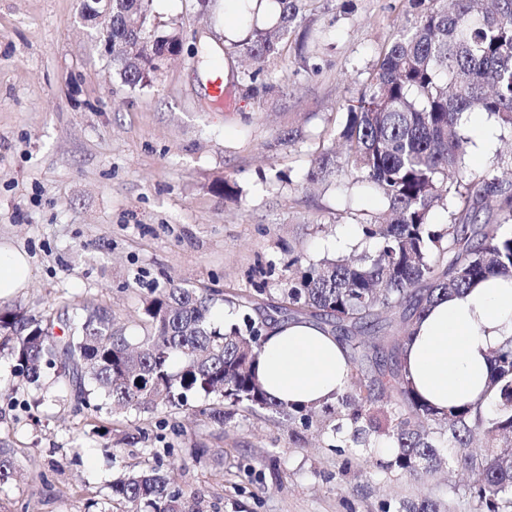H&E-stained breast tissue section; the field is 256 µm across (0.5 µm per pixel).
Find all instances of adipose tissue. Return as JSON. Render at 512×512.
<instances>
[{
	"label": "adipose tissue",
	"mask_w": 512,
	"mask_h": 512,
	"mask_svg": "<svg viewBox=\"0 0 512 512\" xmlns=\"http://www.w3.org/2000/svg\"><path fill=\"white\" fill-rule=\"evenodd\" d=\"M29 274L27 254L0 244V298L25 288ZM511 336L512 280L491 278L439 300L421 316L405 340L403 368L435 409L471 404L486 392L491 351ZM257 375L276 400L318 406L346 388L350 364L343 345L319 325L289 321L269 331Z\"/></svg>",
	"instance_id": "adipose-tissue-1"
}]
</instances>
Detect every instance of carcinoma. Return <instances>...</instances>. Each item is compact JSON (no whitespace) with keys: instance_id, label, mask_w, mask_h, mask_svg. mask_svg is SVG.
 <instances>
[{"instance_id":"carcinoma-1","label":"carcinoma","mask_w":512,"mask_h":512,"mask_svg":"<svg viewBox=\"0 0 512 512\" xmlns=\"http://www.w3.org/2000/svg\"><path fill=\"white\" fill-rule=\"evenodd\" d=\"M150 0H114L112 62L131 86L157 79L159 66L145 44L140 19ZM271 28L253 27L251 38L233 47L263 71L281 54L303 19L308 0H276ZM411 25L382 50L369 83L347 102L336 128L342 152L318 150L306 180L340 174L347 185L378 192L386 210L361 225L373 251L316 262L303 254L288 263L292 277L280 308L314 319L350 343L351 362H368L354 393L325 403L363 421L362 432L386 438L393 454L381 467L402 475L430 474L441 465L438 437L452 448V462L470 472L466 487L474 512H512V337L491 353L489 403L478 401L440 412L420 400L399 364L403 341L434 302L491 276H512V179L491 170L474 175L465 165L472 138L464 115L482 112L512 129V0H405ZM448 223L435 226L437 209ZM216 298L173 286L143 301L144 334L137 340L112 314L85 306L67 319L62 335L50 319L0 306V354L15 373L34 384L48 370L72 382L77 409L92 414L99 399L120 409L154 411L184 404L190 395L216 396L232 405L265 410L288 421L313 423L315 408H290L267 396L256 363L272 320L254 294ZM222 301L240 320L211 321ZM10 449L0 448V485L14 480ZM127 512H183L184 493L170 473L147 467L112 487ZM396 512H443L430 496L400 503Z\"/></svg>"}]
</instances>
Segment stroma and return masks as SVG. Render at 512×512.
<instances>
[{"label": "stroma", "mask_w": 512, "mask_h": 512, "mask_svg": "<svg viewBox=\"0 0 512 512\" xmlns=\"http://www.w3.org/2000/svg\"><path fill=\"white\" fill-rule=\"evenodd\" d=\"M151 14L182 47L157 80L133 88L79 0H0V243L23 248L31 266L10 302L54 320L100 305L135 336L153 289L173 282L228 297L260 284L274 304L291 255L359 247L382 196L305 175L407 23L403 0H313L304 24L320 38L304 57L287 45L253 81L235 56L219 103L193 54L204 39L223 45V6L152 0ZM291 128L300 138L278 144ZM511 145L512 133L495 129L466 164L510 169ZM213 404L194 396L90 419L54 372L21 388L1 357L0 446L18 476L0 487V512H85L92 501L108 512L114 480L173 459L187 512H381L422 496L469 512L462 472L381 469L386 440L354 442L346 417L306 428L228 405L218 426L201 413Z\"/></svg>", "instance_id": "stroma-1"}]
</instances>
